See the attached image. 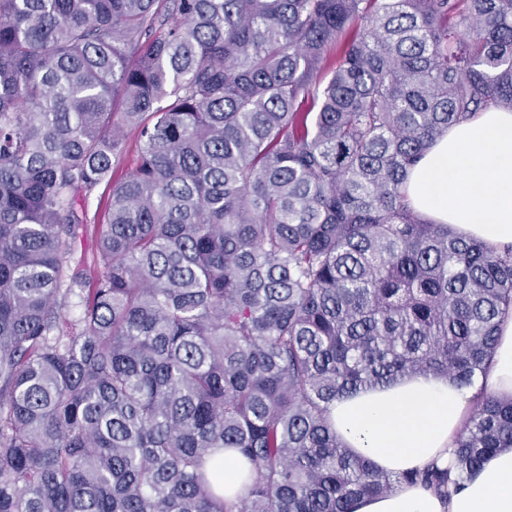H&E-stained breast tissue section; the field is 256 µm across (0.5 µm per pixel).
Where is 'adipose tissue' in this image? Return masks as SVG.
Segmentation results:
<instances>
[{"label":"adipose tissue","instance_id":"adipose-tissue-1","mask_svg":"<svg viewBox=\"0 0 512 512\" xmlns=\"http://www.w3.org/2000/svg\"><path fill=\"white\" fill-rule=\"evenodd\" d=\"M412 207L496 251L512 248V112L490 109L438 138L410 169ZM512 397V309L475 386L417 375L336 401L328 418L345 446L397 475L447 468L480 396ZM351 512H512V448L488 456L479 473L447 490L402 484L355 501Z\"/></svg>","mask_w":512,"mask_h":512}]
</instances>
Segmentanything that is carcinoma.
<instances>
[{"label":"carcinoma","instance_id":"carcinoma-1","mask_svg":"<svg viewBox=\"0 0 512 512\" xmlns=\"http://www.w3.org/2000/svg\"><path fill=\"white\" fill-rule=\"evenodd\" d=\"M490 108L512 112V0H0V512H349L512 448L495 396L448 469L396 477L328 419L485 372L512 250L405 185ZM109 194V186L106 183H103L87 201L89 215L90 217L95 215L96 221L95 224H91L89 226L87 234L82 238L79 252L74 260L75 262L82 259L87 266L92 264L98 234L96 224H106L108 222ZM249 466L237 459L231 452H224V496L235 498L241 494L242 481L240 476L248 472Z\"/></svg>","mask_w":512,"mask_h":512}]
</instances>
